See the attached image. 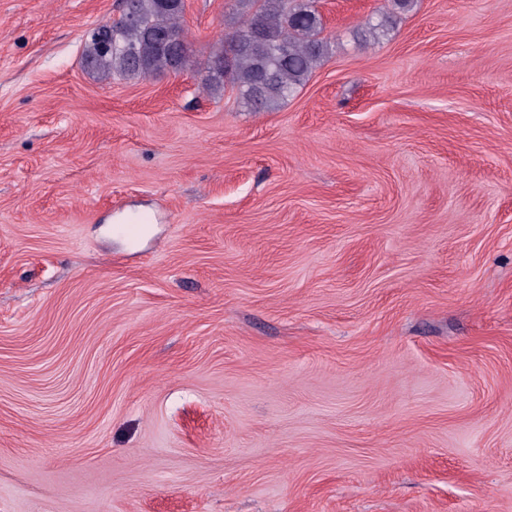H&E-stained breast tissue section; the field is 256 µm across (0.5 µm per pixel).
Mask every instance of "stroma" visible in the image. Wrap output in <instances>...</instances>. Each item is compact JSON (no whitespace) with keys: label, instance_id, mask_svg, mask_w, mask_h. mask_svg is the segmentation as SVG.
<instances>
[{"label":"stroma","instance_id":"obj_1","mask_svg":"<svg viewBox=\"0 0 512 512\" xmlns=\"http://www.w3.org/2000/svg\"><path fill=\"white\" fill-rule=\"evenodd\" d=\"M388 6L251 112L0 0V512H512V0Z\"/></svg>","mask_w":512,"mask_h":512}]
</instances>
